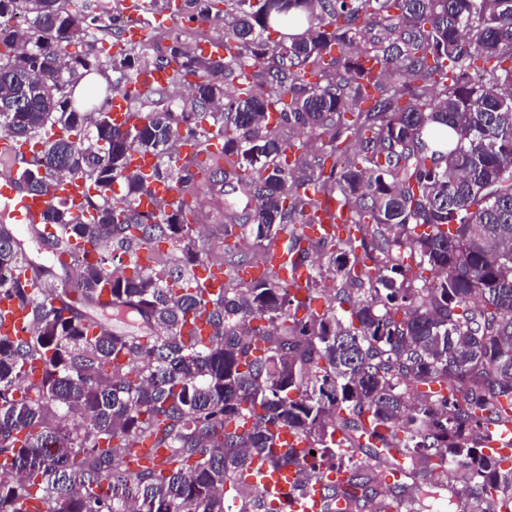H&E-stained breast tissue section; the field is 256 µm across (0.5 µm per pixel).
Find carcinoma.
Masks as SVG:
<instances>
[{
	"mask_svg": "<svg viewBox=\"0 0 512 512\" xmlns=\"http://www.w3.org/2000/svg\"><path fill=\"white\" fill-rule=\"evenodd\" d=\"M98 3L0 0V136L39 146L18 183L89 186L45 217L55 256L83 245L76 286L0 224V300L31 319L0 335V512L33 493L47 512H286L259 482L288 465L298 492L321 484V512H429L448 476L468 512H512V454L485 452L512 426V0H182L221 28L219 59L178 37L120 46ZM148 69L188 98L158 90L143 123L114 127L87 77L127 87ZM189 138L219 140L211 189L232 184L216 295L195 282L203 211L140 209L129 166L154 156L185 195L202 166L178 153ZM323 198L345 235L303 233ZM279 241L310 270L305 300L271 264ZM202 315L208 341L186 339ZM147 444L166 455L132 465Z\"/></svg>",
	"mask_w": 512,
	"mask_h": 512,
	"instance_id": "1",
	"label": "carcinoma"
}]
</instances>
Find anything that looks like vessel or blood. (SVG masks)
Masks as SVG:
<instances>
[{
	"label": "vessel or blood",
	"mask_w": 512,
	"mask_h": 512,
	"mask_svg": "<svg viewBox=\"0 0 512 512\" xmlns=\"http://www.w3.org/2000/svg\"><path fill=\"white\" fill-rule=\"evenodd\" d=\"M112 113V122L120 128L141 123L143 117L135 113L129 106L124 93H112L108 99ZM133 168L142 174L150 176L148 192L142 197L141 209L152 210L159 203L179 202L182 195L176 184L152 179L151 174L155 160L147 154H136L131 158ZM86 190V182L80 177L66 178L54 183L47 192L32 193L21 190L17 185L16 173H0V202L4 203L10 212V218L19 237L29 238L33 235L36 225L42 224L50 204L59 197L80 203ZM317 224L308 226L307 234L319 236L333 233L341 222V216L336 205H329L319 214ZM274 264L279 268L283 279L292 287L304 286L308 277L305 266L297 264L294 257L284 251H277ZM199 285L210 292H220L224 287V269L217 265H207L200 268L196 274ZM29 325L28 309L15 303L0 301V334L10 337H22L27 333ZM299 483V470L295 467L283 468L264 475L260 480L263 494L287 500L290 512H320L321 492L312 490L304 497H294L293 491Z\"/></svg>",
	"instance_id": "vessel-or-blood-1"
}]
</instances>
